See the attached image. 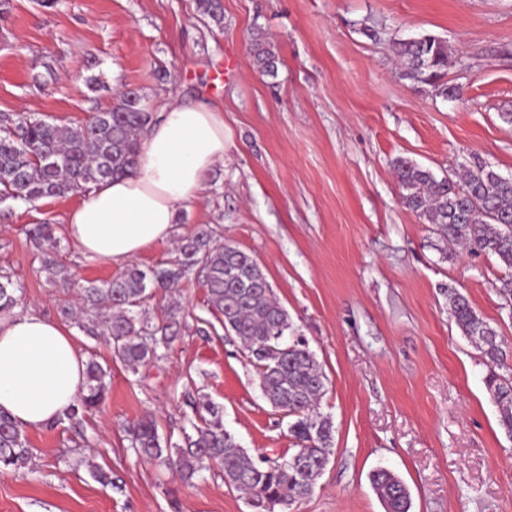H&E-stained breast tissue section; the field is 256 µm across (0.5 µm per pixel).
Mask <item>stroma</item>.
<instances>
[{
  "mask_svg": "<svg viewBox=\"0 0 512 512\" xmlns=\"http://www.w3.org/2000/svg\"><path fill=\"white\" fill-rule=\"evenodd\" d=\"M215 27L196 0H12L0 20V113L28 109L84 122L118 91L149 110L170 95L224 116L223 162L175 237L210 225L248 252L327 376L319 411L333 454L313 495L291 512H384L369 475L393 471L411 512H512V438L499 424L479 350L448 311L459 289L512 346V305L498 292L512 268L492 255L450 256L401 201L406 158L436 176L476 165L512 177V0H223ZM269 37L276 76L249 42ZM432 34L452 63L442 86L402 75L396 42ZM52 70L45 87L32 83ZM170 78L159 82V70ZM98 78L89 89L87 76ZM83 194L0 205V274L24 287L18 310L57 318L30 225L58 233V260L79 280L118 265L83 256L66 236ZM77 348L110 371L109 394L79 421L30 428L26 468L0 471V512H252L219 469L192 483L129 449L125 429L154 418L181 440L184 392L223 409L251 457L295 451L288 421L264 398L240 340L196 329L164 360L130 373L104 337L73 329ZM100 466L114 483H99Z\"/></svg>",
  "mask_w": 512,
  "mask_h": 512,
  "instance_id": "stroma-1",
  "label": "stroma"
}]
</instances>
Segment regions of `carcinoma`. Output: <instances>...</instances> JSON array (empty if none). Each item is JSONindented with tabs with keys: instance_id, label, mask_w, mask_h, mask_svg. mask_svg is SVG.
Segmentation results:
<instances>
[{
	"instance_id": "carcinoma-1",
	"label": "carcinoma",
	"mask_w": 512,
	"mask_h": 512,
	"mask_svg": "<svg viewBox=\"0 0 512 512\" xmlns=\"http://www.w3.org/2000/svg\"><path fill=\"white\" fill-rule=\"evenodd\" d=\"M197 9L223 27L222 0H197ZM250 51L263 73L277 72L270 42L254 37ZM396 53L406 77L416 82L434 83L448 69V44L434 35L400 42ZM152 121L143 96L135 89L122 90L112 107L78 124L50 122L34 112L0 113V203L86 193L101 181L132 173L141 136ZM394 170L402 203L431 225L440 239L461 244L474 255H495L512 267V179L482 165L457 180L439 179L404 158L395 161ZM28 234L41 250V267L49 283L80 296V311L63 302L60 316L74 321L87 336L109 337L114 356L133 371L160 360L170 343L189 328L180 305L167 303L155 321L146 312L147 302L157 291H174L191 275L201 279L212 319L195 317L198 331L214 327L217 321L227 334L242 341L264 396L276 410L288 411V434L296 445L287 459L256 462L224 430L222 409L210 401H195L191 432L183 433L179 443L162 440L152 418L130 426V448L136 456L166 467L185 481L214 463L230 484L246 493L253 512H275L277 506L288 512L314 493L333 453V424L314 413L326 391V375L308 342L294 330L266 274L254 275L256 259L233 244L214 240L203 225L194 235L182 238L175 257L165 263L147 271L130 264L107 281L81 282L54 256L55 225L35 224ZM17 291L9 276L0 275V312L15 307ZM446 293L457 327L490 368L487 385L498 407L499 423L512 437V376L498 373L509 368V352L496 328L475 312L465 295L453 287ZM108 376L100 363L89 360L86 391L64 419L77 420L97 408L108 392ZM31 457L25 430L1 415L0 470L24 468ZM370 482L385 512H410V494L399 477L377 469L370 474Z\"/></svg>"
}]
</instances>
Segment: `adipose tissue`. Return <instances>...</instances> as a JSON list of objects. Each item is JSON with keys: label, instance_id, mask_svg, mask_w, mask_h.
Wrapping results in <instances>:
<instances>
[{"label": "adipose tissue", "instance_id": "obj_1", "mask_svg": "<svg viewBox=\"0 0 512 512\" xmlns=\"http://www.w3.org/2000/svg\"><path fill=\"white\" fill-rule=\"evenodd\" d=\"M224 118L170 97L142 135L132 174L105 180L67 217L85 256L122 264L168 241L181 211L224 158ZM85 391V357L71 331L38 312L0 317V413L25 428L57 422Z\"/></svg>", "mask_w": 512, "mask_h": 512}]
</instances>
